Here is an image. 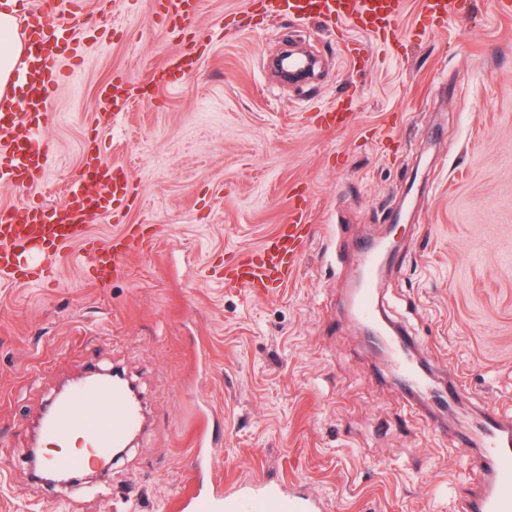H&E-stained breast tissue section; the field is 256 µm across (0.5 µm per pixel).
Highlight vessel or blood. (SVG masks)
Returning a JSON list of instances; mask_svg holds the SVG:
<instances>
[{"mask_svg":"<svg viewBox=\"0 0 512 512\" xmlns=\"http://www.w3.org/2000/svg\"><path fill=\"white\" fill-rule=\"evenodd\" d=\"M266 16L297 15L339 28L353 27L386 46L402 41L397 17L402 0H258ZM163 17L181 30L192 27L198 0H157ZM28 60L22 73V92L0 103V184L16 188L38 185L45 177L51 156L41 133L48 118V93L63 77L62 56L68 52L73 31L36 12L24 20ZM127 190L102 162L96 143H87L82 170L71 180L62 208L38 202L0 207V281L23 285L31 278L53 283L66 247L81 245L90 260L89 270L99 284L122 276L127 258L141 251L143 234L123 226L110 240L90 236L92 218L111 214ZM288 220L258 250L242 251L224 267V285L248 293H262L284 284L297 269L301 249L311 226L310 213L298 195L288 199ZM376 255L363 258L365 279L356 302L358 313L372 318L375 312ZM220 418L203 405L188 433L189 474L167 501L168 512H324L322 497L297 491L281 480L260 478L225 483L218 475L216 443L212 429ZM143 410L118 388L86 379L58 401L41 424L48 445L58 448L51 467L81 473L113 449L125 447L141 430ZM486 445L476 461L487 480L462 505V512H512V438L497 413L485 422ZM83 440L89 454L71 451L74 440Z\"/></svg>","mask_w":512,"mask_h":512,"instance_id":"b4317fda","label":"vessel or blood"}]
</instances>
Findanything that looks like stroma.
Masks as SVG:
<instances>
[{"label":"stroma","instance_id":"35a3bbf8","mask_svg":"<svg viewBox=\"0 0 512 512\" xmlns=\"http://www.w3.org/2000/svg\"><path fill=\"white\" fill-rule=\"evenodd\" d=\"M458 7L437 23L406 0L389 51L356 29L340 41L319 21L266 19L249 0H202L190 33L152 0H83L48 99L49 171L26 194L0 186V205L60 206L95 137L129 187L93 234L158 237L105 288L76 246L51 284L0 283V512H167L199 398L223 412L225 481H301L327 512H460L482 479L460 423L401 390L346 309L355 244L394 226L380 312L439 379L457 372L470 415L512 401V11ZM350 45L366 47L364 70ZM181 54L193 70L172 68ZM117 76L132 95L113 120L99 89ZM340 95L356 100L351 125L315 123ZM297 188L312 236L293 278L262 298L225 288V260L283 224ZM91 366L138 382L149 425L106 481L53 490L29 476L32 428Z\"/></svg>","mask_w":512,"mask_h":512}]
</instances>
